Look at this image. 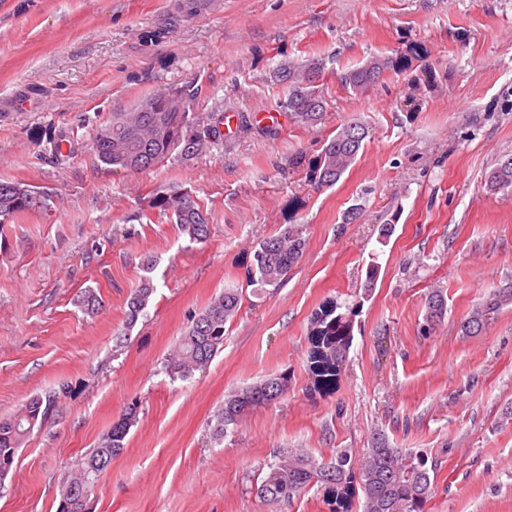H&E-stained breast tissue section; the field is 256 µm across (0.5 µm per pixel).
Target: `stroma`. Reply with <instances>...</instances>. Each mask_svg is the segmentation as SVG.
<instances>
[{
	"mask_svg": "<svg viewBox=\"0 0 512 512\" xmlns=\"http://www.w3.org/2000/svg\"><path fill=\"white\" fill-rule=\"evenodd\" d=\"M374 54L390 66L354 95L339 75ZM313 55L327 114L307 127L272 70ZM185 85L204 122L235 115L222 147L143 173L97 164L96 126ZM346 121L369 131L357 162L315 187L314 162ZM510 153L512 0H0V181L50 196L0 225V416L58 397L0 482V512H57L72 462L132 403L90 512H362L355 483L279 506L255 483L283 451L327 460L377 433L436 464L425 512H512V300L480 334L459 329L512 284V195L484 184ZM173 191L207 212L206 242L153 208ZM285 224L304 227L302 260L280 286L250 283L259 242ZM146 275L156 293L126 327ZM227 288L243 301L223 349L171 380L169 353ZM434 288L447 312L431 326ZM88 289L97 311L80 304ZM320 312L350 330L331 391L310 367ZM282 374L284 398L212 437L229 392Z\"/></svg>",
	"mask_w": 512,
	"mask_h": 512,
	"instance_id": "obj_1",
	"label": "stroma"
}]
</instances>
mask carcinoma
<instances>
[{
  "instance_id": "1",
  "label": "carcinoma",
  "mask_w": 512,
  "mask_h": 512,
  "mask_svg": "<svg viewBox=\"0 0 512 512\" xmlns=\"http://www.w3.org/2000/svg\"><path fill=\"white\" fill-rule=\"evenodd\" d=\"M389 67L388 59L373 56L364 64L347 69L340 83L356 95L366 93ZM319 59L305 64L282 65L274 72L275 80L287 89L283 107L305 126L320 123L326 112V99L315 76L322 75ZM192 94L188 87H175L162 95L146 97L153 102L151 110L143 112L136 103L130 110L114 112L98 126L90 141V150L101 164L120 170L144 172L176 153L191 157L208 149L218 140L219 129L210 126L199 131L200 121L189 111ZM365 128L352 121L344 122L323 146L315 163V180L321 187H330L340 180L355 163L363 141ZM485 184L491 191L512 192V155L498 161L485 175ZM19 184L0 182V220L47 208L44 193L28 188L18 193ZM152 206L169 215L171 222L190 241L203 243L209 236V216L188 193H170L154 198ZM306 249V239L300 224H286L278 234L259 243L254 254V265L249 280L267 286H276L288 272L298 265ZM156 286L145 276L132 288L125 316L126 328L133 327L148 307ZM512 291H498L486 297L460 323L466 336L483 330L487 316L500 308L506 295ZM241 307V294L226 288L204 309L191 317V325L180 339L176 349L166 359L165 371L173 379H187L196 371H203L224 347L225 325ZM446 301L435 289L426 298V320L435 324L444 318ZM348 331L341 317L324 324L317 331L311 364L317 382L332 387L341 373L346 352ZM288 393V377L266 378L258 383L231 391L214 415L212 436L221 440L228 429L238 424L249 411L283 398ZM57 396L36 395L26 401L14 415L0 417V477L9 474L16 453L35 425L56 407ZM138 404L127 406L119 419L98 445L76 459L64 482L57 512H82L88 501L78 493H93L101 474L112 459L125 448L130 428L137 420ZM354 457L346 449L336 451L328 461L313 455L290 450L277 461L267 465L256 486V494L270 503L288 502L312 482L346 484L353 477ZM434 467L420 453L391 448L378 438L372 447L360 452L358 479L364 494L363 512H425L432 496L431 473Z\"/></svg>"
}]
</instances>
